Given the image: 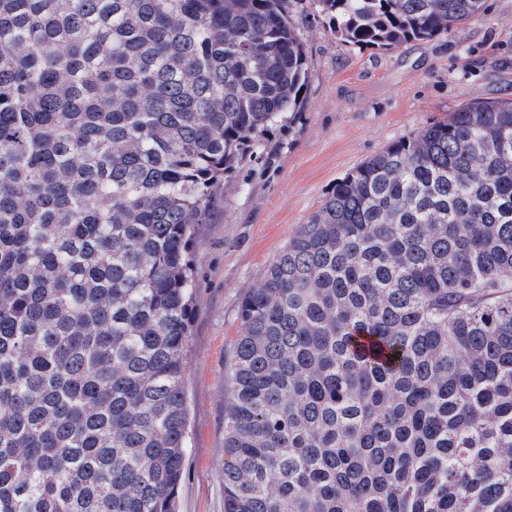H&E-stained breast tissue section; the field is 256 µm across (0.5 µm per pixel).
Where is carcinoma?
Returning <instances> with one entry per match:
<instances>
[{
    "label": "carcinoma",
    "mask_w": 512,
    "mask_h": 512,
    "mask_svg": "<svg viewBox=\"0 0 512 512\" xmlns=\"http://www.w3.org/2000/svg\"><path fill=\"white\" fill-rule=\"evenodd\" d=\"M393 49L485 0H318ZM310 75L285 0H0V512H177L189 247ZM224 512H512V102L336 181L240 304Z\"/></svg>",
    "instance_id": "obj_1"
}]
</instances>
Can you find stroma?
<instances>
[{
  "label": "stroma",
  "instance_id": "35a3bbf8",
  "mask_svg": "<svg viewBox=\"0 0 512 512\" xmlns=\"http://www.w3.org/2000/svg\"><path fill=\"white\" fill-rule=\"evenodd\" d=\"M311 78L300 111L225 176L196 230V289L186 355L190 409L179 512H224L226 367L239 303L338 179L392 142L475 100L512 101V0L452 33L394 49L336 37L315 0H288Z\"/></svg>",
  "mask_w": 512,
  "mask_h": 512
}]
</instances>
